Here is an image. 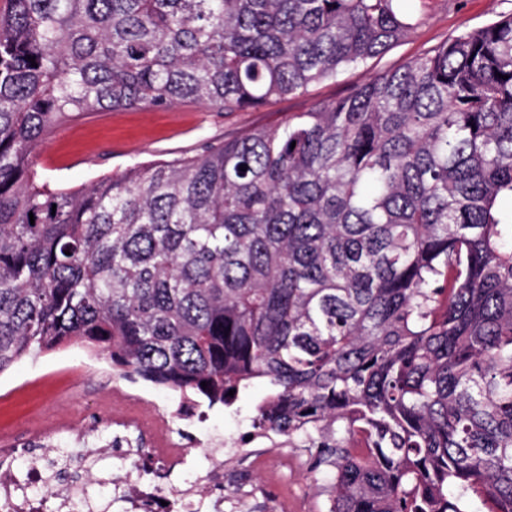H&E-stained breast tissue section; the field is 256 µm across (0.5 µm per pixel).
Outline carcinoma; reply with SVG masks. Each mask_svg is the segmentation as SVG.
<instances>
[{
	"label": "carcinoma",
	"mask_w": 512,
	"mask_h": 512,
	"mask_svg": "<svg viewBox=\"0 0 512 512\" xmlns=\"http://www.w3.org/2000/svg\"><path fill=\"white\" fill-rule=\"evenodd\" d=\"M419 21L0 0V373L80 343L211 407L264 378L253 421L315 449L328 512H512V12L195 156L76 190L31 160L83 112L310 96Z\"/></svg>",
	"instance_id": "obj_1"
}]
</instances>
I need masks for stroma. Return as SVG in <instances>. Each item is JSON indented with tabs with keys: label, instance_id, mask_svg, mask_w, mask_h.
<instances>
[{
	"label": "stroma",
	"instance_id": "stroma-1",
	"mask_svg": "<svg viewBox=\"0 0 512 512\" xmlns=\"http://www.w3.org/2000/svg\"><path fill=\"white\" fill-rule=\"evenodd\" d=\"M512 10V0H425L420 26L369 68L344 74L339 82L316 87L313 97L295 96L245 112L222 113L188 102L172 108L116 110L103 120H78L47 135L33 153L39 172L51 181L78 189L115 175L135 163L199 153L204 145L220 144L237 133L274 126L288 114L307 111L313 99L331 100L369 75L402 64L445 37L485 25ZM257 379L232 407L200 404V421H176L185 434L222 444L249 425L257 405L268 394ZM182 401L178 391L145 380L120 381L109 360L87 347L71 344L37 356H25L0 373V435L10 441L44 431L58 438L67 430H88L112 436L113 415L136 412L153 421L156 408L173 410ZM298 449H276L260 468H241L224 494L237 497L239 485L250 496L238 499V512H327L329 473L283 468L282 457Z\"/></svg>",
	"mask_w": 512,
	"mask_h": 512
}]
</instances>
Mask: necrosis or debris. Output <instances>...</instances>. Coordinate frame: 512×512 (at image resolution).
Returning <instances> with one entry per match:
<instances>
[{
    "label": "necrosis or debris",
    "instance_id": "1",
    "mask_svg": "<svg viewBox=\"0 0 512 512\" xmlns=\"http://www.w3.org/2000/svg\"><path fill=\"white\" fill-rule=\"evenodd\" d=\"M172 415L158 414L153 427H145L138 414L113 417L112 424L126 431L149 436L152 461L138 467L130 479L131 488L116 487L111 499L94 500L89 494L92 464L105 450L82 431H73L65 446H53L35 457L15 448H0V512H197L198 495H206L210 512H224V482L229 471L216 464L204 479L186 485H171L174 470L183 465L187 452L171 437ZM81 462L80 475L69 483H58V470Z\"/></svg>",
    "mask_w": 512,
    "mask_h": 512
}]
</instances>
